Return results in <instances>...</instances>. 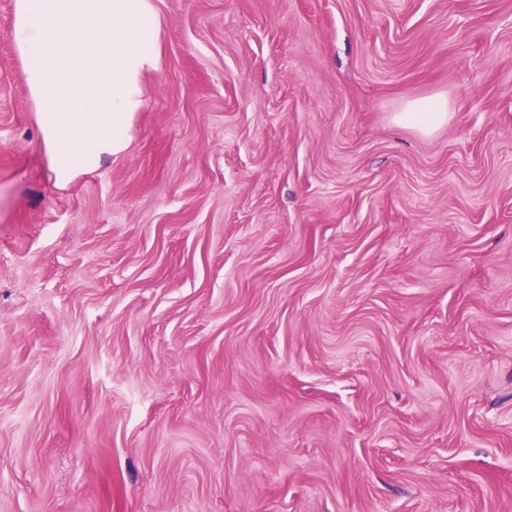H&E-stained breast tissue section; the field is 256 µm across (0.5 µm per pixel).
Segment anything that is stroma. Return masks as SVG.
I'll use <instances>...</instances> for the list:
<instances>
[{
	"label": "stroma",
	"mask_w": 512,
	"mask_h": 512,
	"mask_svg": "<svg viewBox=\"0 0 512 512\" xmlns=\"http://www.w3.org/2000/svg\"><path fill=\"white\" fill-rule=\"evenodd\" d=\"M13 4L0 512H512V0H156L62 189ZM447 112V101L433 97L415 102L404 112H398L395 122L415 128L421 133L431 134L438 126L448 121Z\"/></svg>",
	"instance_id": "obj_1"
}]
</instances>
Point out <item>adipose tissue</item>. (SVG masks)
I'll use <instances>...</instances> for the list:
<instances>
[{
	"mask_svg": "<svg viewBox=\"0 0 512 512\" xmlns=\"http://www.w3.org/2000/svg\"><path fill=\"white\" fill-rule=\"evenodd\" d=\"M161 27L155 0H14L11 47L55 186L128 149L145 79L163 67ZM447 120L448 103L437 97L395 117L424 134Z\"/></svg>",
	"mask_w": 512,
	"mask_h": 512,
	"instance_id": "1",
	"label": "adipose tissue"
}]
</instances>
